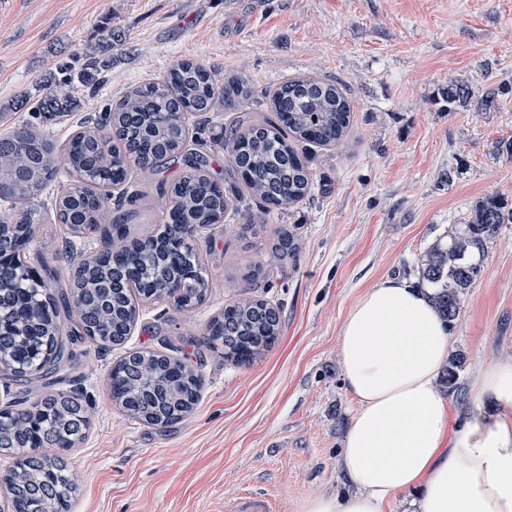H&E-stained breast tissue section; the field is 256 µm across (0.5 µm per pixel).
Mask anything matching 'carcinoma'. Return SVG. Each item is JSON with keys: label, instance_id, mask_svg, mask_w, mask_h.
Returning a JSON list of instances; mask_svg holds the SVG:
<instances>
[{"label": "carcinoma", "instance_id": "1", "mask_svg": "<svg viewBox=\"0 0 512 512\" xmlns=\"http://www.w3.org/2000/svg\"><path fill=\"white\" fill-rule=\"evenodd\" d=\"M112 69V41L85 56L81 68L63 66L65 76L37 100L35 111L49 117L72 112L79 102L59 87L79 83L94 95ZM464 83L446 90L448 111L469 103ZM234 112L229 125L212 137L224 149L248 194L262 205L290 209L309 196L310 172L298 145H335L350 122L343 88L313 76L284 81L271 96L273 116L254 114L248 80L229 77L219 85L215 73L197 61L183 60L162 78L127 92L103 116L82 123L61 147L50 137L24 138L29 129L0 138V368L15 380L33 382L73 360L72 345L85 340L98 349L124 344L143 304L177 311L202 305L214 282L205 263L200 232L224 223L234 203L212 175L204 155L186 156L191 117L204 122L219 112ZM186 168L161 188L156 208L164 224L142 239L127 241L124 204L140 193L138 176H158L172 162ZM65 172L69 184L56 195L58 223L74 235L100 224L112 238L110 255L81 259L63 283L52 276L39 284L25 276L35 242L34 217L50 183ZM111 222H106L110 209ZM496 195L474 204L464 223L420 260L422 280L433 288V302L446 322L459 314L465 291L481 271L472 261L505 223ZM297 249L286 228L269 243L279 260ZM279 312L243 289L235 301L207 324L204 337L224 357L251 362L280 336ZM204 376L185 358L156 350H130L113 366L112 399L126 415L163 430L190 414L199 401ZM0 425V456L12 464L0 475L5 500L0 512H68L77 489L67 452L90 427L79 393L42 390L36 399L15 396Z\"/></svg>", "mask_w": 512, "mask_h": 512}]
</instances>
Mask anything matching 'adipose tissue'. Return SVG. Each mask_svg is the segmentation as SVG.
Returning a JSON list of instances; mask_svg holds the SVG:
<instances>
[{"mask_svg":"<svg viewBox=\"0 0 512 512\" xmlns=\"http://www.w3.org/2000/svg\"><path fill=\"white\" fill-rule=\"evenodd\" d=\"M431 291L377 282L343 324V379L358 403L340 450L349 492L319 494L302 512H512V357L483 367L471 392L483 410L453 422L438 379L450 332Z\"/></svg>","mask_w":512,"mask_h":512,"instance_id":"1","label":"adipose tissue"}]
</instances>
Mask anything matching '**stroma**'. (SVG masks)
<instances>
[{"mask_svg": "<svg viewBox=\"0 0 512 512\" xmlns=\"http://www.w3.org/2000/svg\"><path fill=\"white\" fill-rule=\"evenodd\" d=\"M108 37L112 71L79 111L46 121L17 109L0 121V136L33 126L65 144L104 105L182 60L247 78L264 114L287 79L343 85L352 120L343 148L304 149L310 196L252 226L246 215L258 203L210 146L227 113L195 130L190 151L209 154L240 211L202 235L214 281L208 301L189 312L143 306L126 347L188 357L204 388L191 415L155 430L112 402L109 374L122 351L77 344L91 427L69 452L78 475L69 512H225L228 498L254 492L268 494L276 512H301L307 497L347 488L338 457L358 405L343 381L339 339L353 306L381 279L418 278L421 256L478 198L499 195L512 211V156L500 150L512 141V0H0V105L40 98L44 77L79 65ZM454 81L472 100L452 112L444 91ZM490 94L495 102L484 106ZM160 181L140 178L129 238L162 223ZM55 197L52 189L42 197L29 263L64 279L71 264L59 249L66 229ZM283 224L297 238L295 255L244 282ZM246 286L278 308L281 335L239 365L203 332ZM451 351L465 357L451 394L463 423L481 368L512 356V221L490 241L462 300Z\"/></svg>", "mask_w": 512, "mask_h": 512, "instance_id": "stroma-1", "label": "stroma"}]
</instances>
